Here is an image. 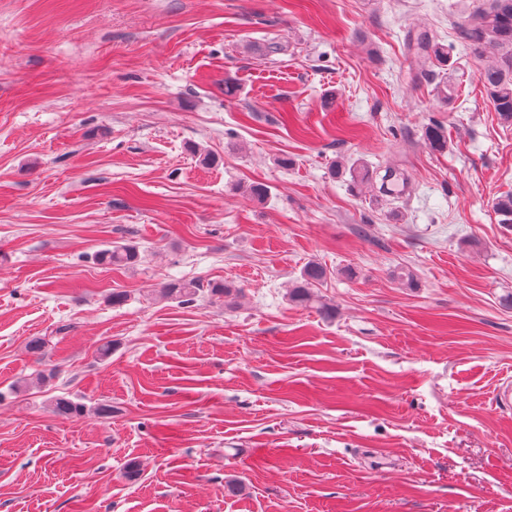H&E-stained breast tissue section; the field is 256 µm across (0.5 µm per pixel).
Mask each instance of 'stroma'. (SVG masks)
I'll use <instances>...</instances> for the list:
<instances>
[{"mask_svg":"<svg viewBox=\"0 0 512 512\" xmlns=\"http://www.w3.org/2000/svg\"><path fill=\"white\" fill-rule=\"evenodd\" d=\"M485 3L0 0V512H512V127L458 38ZM311 261L335 318L285 299ZM139 258L138 249L134 245L115 246L97 253L96 259L100 264L125 267L136 264ZM203 288V285L195 282L171 279L162 286L160 293L164 299L177 300L179 303H191L200 292H204Z\"/></svg>","mask_w":512,"mask_h":512,"instance_id":"35a3bbf8","label":"stroma"}]
</instances>
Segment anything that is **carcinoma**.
I'll return each mask as SVG.
<instances>
[{"instance_id": "obj_1", "label": "carcinoma", "mask_w": 512, "mask_h": 512, "mask_svg": "<svg viewBox=\"0 0 512 512\" xmlns=\"http://www.w3.org/2000/svg\"><path fill=\"white\" fill-rule=\"evenodd\" d=\"M459 37L470 50L485 58L478 81L500 122L512 125V0H488L485 8L460 25ZM422 52L431 63L435 61L443 65L448 62V49L434 41L424 43ZM424 139L434 152L442 153L448 147L447 131L438 122L425 127ZM492 208L500 217L499 223L512 227V191L493 199ZM138 258V249L134 245L115 246L96 255L99 263L116 267L134 265ZM327 277L328 272L322 264L308 263L300 278L287 289V301L297 306L314 307L323 317L333 318L336 309L321 302L314 292V287ZM200 292L202 285L178 279L168 281L160 290L162 298L180 303L192 302ZM207 293L226 304H233L241 296L242 289L227 284H209ZM53 411L59 416L73 418L83 413V406L66 397H58L53 402Z\"/></svg>"}]
</instances>
